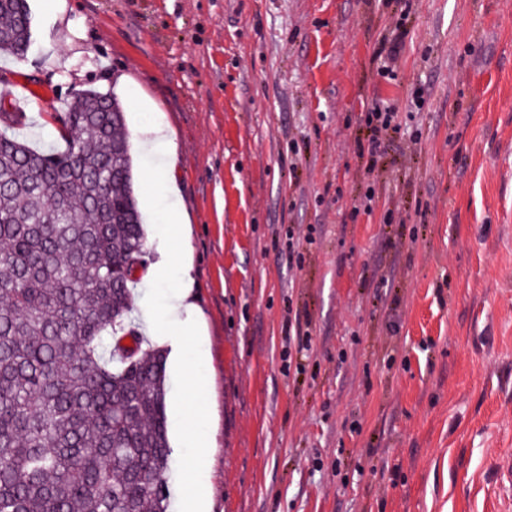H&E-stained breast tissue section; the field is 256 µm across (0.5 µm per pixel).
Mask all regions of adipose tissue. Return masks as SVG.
<instances>
[{"instance_id":"adipose-tissue-1","label":"adipose tissue","mask_w":512,"mask_h":512,"mask_svg":"<svg viewBox=\"0 0 512 512\" xmlns=\"http://www.w3.org/2000/svg\"><path fill=\"white\" fill-rule=\"evenodd\" d=\"M173 164H166L158 171H150L144 175V184L149 188H161L168 201V214L180 240V277L175 290L164 306L157 307L143 304L142 310L145 323L153 334L162 333L164 328L192 327L201 316L194 294L195 279L192 275V248L188 220L181 209L178 199L179 190L173 175Z\"/></svg>"}]
</instances>
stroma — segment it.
Wrapping results in <instances>:
<instances>
[{"label": "stroma", "mask_w": 512, "mask_h": 512, "mask_svg": "<svg viewBox=\"0 0 512 512\" xmlns=\"http://www.w3.org/2000/svg\"><path fill=\"white\" fill-rule=\"evenodd\" d=\"M28 4L0 92L49 103L21 140L82 89L175 132L207 334L153 342L206 352L211 512H512V0ZM377 106L402 132L372 161ZM145 232L132 298L160 305L163 207Z\"/></svg>", "instance_id": "obj_1"}]
</instances>
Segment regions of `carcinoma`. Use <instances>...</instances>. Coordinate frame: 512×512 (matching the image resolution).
Listing matches in <instances>:
<instances>
[{
	"label": "carcinoma",
	"mask_w": 512,
	"mask_h": 512,
	"mask_svg": "<svg viewBox=\"0 0 512 512\" xmlns=\"http://www.w3.org/2000/svg\"><path fill=\"white\" fill-rule=\"evenodd\" d=\"M0 0V54L31 45ZM55 145L0 112V512H169L164 350L131 313L147 241L124 109L97 90L54 116Z\"/></svg>",
	"instance_id": "1"
}]
</instances>
